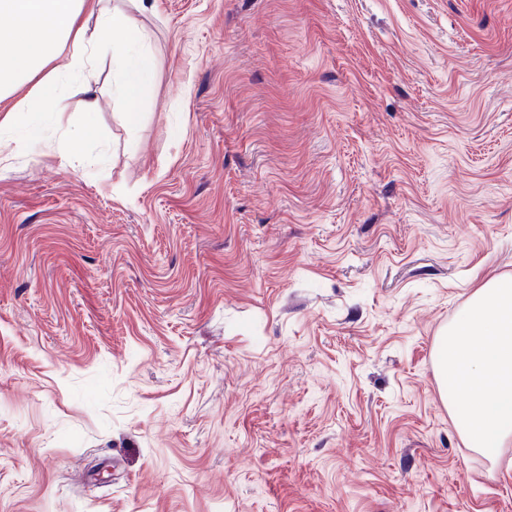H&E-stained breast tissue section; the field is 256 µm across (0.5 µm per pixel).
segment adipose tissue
<instances>
[{"label": "adipose tissue", "instance_id": "adipose-tissue-1", "mask_svg": "<svg viewBox=\"0 0 512 512\" xmlns=\"http://www.w3.org/2000/svg\"><path fill=\"white\" fill-rule=\"evenodd\" d=\"M146 35L122 0H0V124L37 120L71 87L96 111L97 62L111 57L115 94L135 102L154 82ZM65 66H56L59 56Z\"/></svg>", "mask_w": 512, "mask_h": 512}]
</instances>
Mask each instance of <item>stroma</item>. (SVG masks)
<instances>
[{"label":"stroma","mask_w":512,"mask_h":512,"mask_svg":"<svg viewBox=\"0 0 512 512\" xmlns=\"http://www.w3.org/2000/svg\"><path fill=\"white\" fill-rule=\"evenodd\" d=\"M132 16L136 123L107 56L0 130V512H512L434 367L512 277V0Z\"/></svg>","instance_id":"obj_1"}]
</instances>
